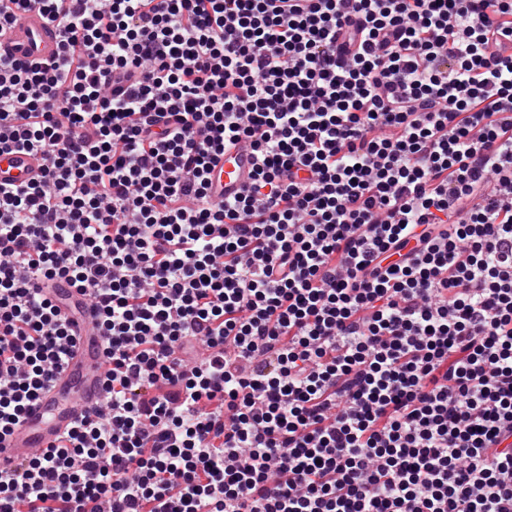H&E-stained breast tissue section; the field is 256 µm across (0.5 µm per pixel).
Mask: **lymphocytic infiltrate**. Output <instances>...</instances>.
I'll use <instances>...</instances> for the list:
<instances>
[{
	"label": "lymphocytic infiltrate",
	"mask_w": 512,
	"mask_h": 512,
	"mask_svg": "<svg viewBox=\"0 0 512 512\" xmlns=\"http://www.w3.org/2000/svg\"><path fill=\"white\" fill-rule=\"evenodd\" d=\"M34 3L0 438L77 346L42 283L90 303L106 401L0 512H512V0H0V32ZM59 28L43 20L35 8L26 13L24 19L0 37L2 50L23 60L33 58L51 59L56 55ZM254 158L245 148L224 149V155L215 159L210 178L212 198L222 201L241 194L249 183Z\"/></svg>",
	"instance_id": "lymphocytic-infiltrate-1"
}]
</instances>
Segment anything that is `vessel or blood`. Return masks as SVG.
Here are the masks:
<instances>
[{"instance_id": "b4317fda", "label": "vessel or blood", "mask_w": 512, "mask_h": 512, "mask_svg": "<svg viewBox=\"0 0 512 512\" xmlns=\"http://www.w3.org/2000/svg\"><path fill=\"white\" fill-rule=\"evenodd\" d=\"M58 42V27L43 20L38 10L33 9L0 38V49L23 60L49 59L55 56ZM253 164V155L245 148L227 150L216 158L210 178L213 199L222 201L241 194L249 183ZM42 165L41 155L26 150L1 154L0 183L30 182L38 178ZM75 329L80 344L73 359L30 405L13 433L0 440V469L57 443L79 414L103 403L105 339L96 331L90 311H83Z\"/></svg>"}]
</instances>
